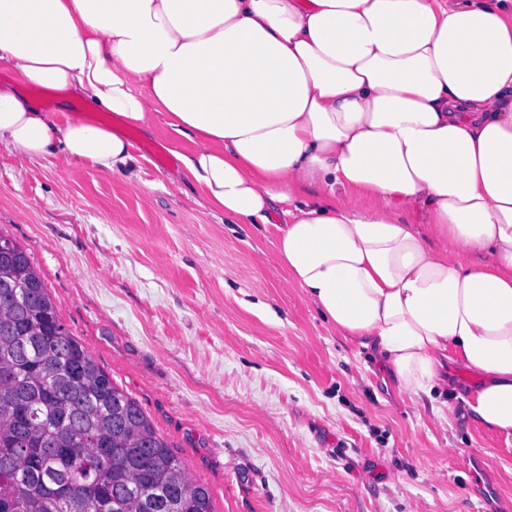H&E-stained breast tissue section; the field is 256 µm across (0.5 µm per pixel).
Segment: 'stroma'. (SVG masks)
Segmentation results:
<instances>
[{
    "label": "stroma",
    "mask_w": 512,
    "mask_h": 512,
    "mask_svg": "<svg viewBox=\"0 0 512 512\" xmlns=\"http://www.w3.org/2000/svg\"><path fill=\"white\" fill-rule=\"evenodd\" d=\"M107 172L0 144V233L135 399L214 512H512V435L465 395L401 392L286 282L272 226L234 224L181 173L161 114Z\"/></svg>",
    "instance_id": "35a3bbf8"
}]
</instances>
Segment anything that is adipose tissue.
<instances>
[{
  "label": "adipose tissue",
  "mask_w": 512,
  "mask_h": 512,
  "mask_svg": "<svg viewBox=\"0 0 512 512\" xmlns=\"http://www.w3.org/2000/svg\"><path fill=\"white\" fill-rule=\"evenodd\" d=\"M0 60V142L136 164L34 88L165 115L214 209L280 206L286 279L340 336L414 395L479 374L468 408L512 434V0H0Z\"/></svg>",
  "instance_id": "adipose-tissue-1"
}]
</instances>
